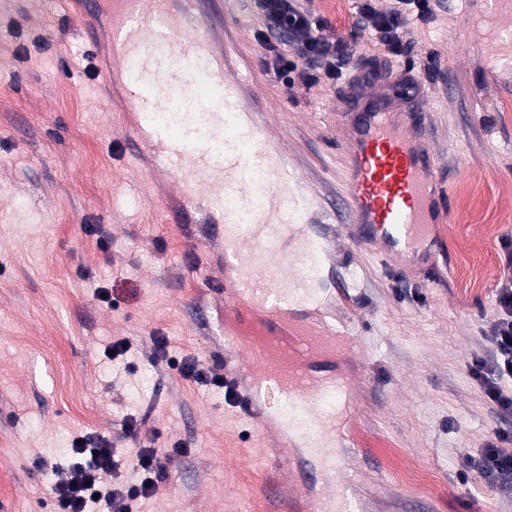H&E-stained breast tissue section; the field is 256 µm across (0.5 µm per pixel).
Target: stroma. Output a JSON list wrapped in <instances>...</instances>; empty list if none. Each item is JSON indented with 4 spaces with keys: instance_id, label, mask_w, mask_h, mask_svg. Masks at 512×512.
<instances>
[{
    "instance_id": "stroma-1",
    "label": "stroma",
    "mask_w": 512,
    "mask_h": 512,
    "mask_svg": "<svg viewBox=\"0 0 512 512\" xmlns=\"http://www.w3.org/2000/svg\"><path fill=\"white\" fill-rule=\"evenodd\" d=\"M313 5L328 21L324 37L349 52L345 78L316 93L286 92L267 71L253 0H235L242 24L215 23L214 34L232 37L231 66L247 79L257 119L311 183L307 232L336 245L316 298L288 312L289 323L328 325L340 343L361 346L311 362L353 383L336 485L351 491L352 512H512V485L488 487L463 465L496 429L512 428L471 373L474 359L490 357L486 336L512 256V120L497 109L512 101V12L496 0H436L433 18L411 25L403 51L388 57L359 25L356 0ZM108 30V11L85 28L65 0H11L0 10V512H47L39 460L70 465L73 436L96 432L116 438L125 482L155 433L186 443L140 512H304L318 485L304 506L265 492L290 469L317 470L303 440L272 447L223 390L154 362L157 336L172 356L223 362L224 299L197 273L214 259L202 229L172 223L158 186L113 150L128 131L89 56ZM380 59L383 82L418 85L412 106L438 153L447 232L432 266L347 241L346 216L332 208L344 188L335 108L352 104L348 78ZM485 172L478 203L462 207L468 180ZM122 338L130 368L114 372L103 350ZM146 411L135 437L123 438L124 420ZM414 465L439 495L395 479Z\"/></svg>"
}]
</instances>
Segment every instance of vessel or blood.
I'll return each mask as SVG.
<instances>
[{
  "label": "vessel or blood",
  "mask_w": 512,
  "mask_h": 512,
  "mask_svg": "<svg viewBox=\"0 0 512 512\" xmlns=\"http://www.w3.org/2000/svg\"><path fill=\"white\" fill-rule=\"evenodd\" d=\"M112 68L119 77L121 111L133 119L131 154L153 179L179 170L185 179L172 193L177 223L206 221L215 232L218 265L205 279L223 289L234 321L254 316L250 332L224 336V349L259 364L243 398L253 425L271 438L301 436L326 475L342 459L329 448L351 385L312 375L311 359L334 350L322 329L267 326L309 295L317 270L329 257L327 241L296 234L306 209L298 181L278 164V138L254 117L228 53L212 33L213 16H227L224 0H111ZM401 84L373 86L360 116L342 111L348 128L341 141L345 181L341 204L350 240L377 243L381 255L406 261L427 255L437 234L444 196L430 144L416 132ZM199 99L194 112L182 104ZM273 380L288 405L285 418L254 416L262 383Z\"/></svg>",
  "instance_id": "1"
}]
</instances>
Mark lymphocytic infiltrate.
<instances>
[{"instance_id":"f902f5d3","label":"lymphocytic infiltrate","mask_w":512,"mask_h":512,"mask_svg":"<svg viewBox=\"0 0 512 512\" xmlns=\"http://www.w3.org/2000/svg\"><path fill=\"white\" fill-rule=\"evenodd\" d=\"M258 4L262 25L256 38L268 53L265 66L286 89L300 86L311 92L341 78L346 46L343 41L322 37L327 22L312 0H258ZM433 12L432 0H393L386 10L379 9L376 0H358L360 23L370 27L377 42L393 55L401 53L403 33L411 22L425 20ZM489 340L492 359L474 360L472 375L496 412L511 417L512 391L505 390L502 383L512 380V276L501 281ZM155 345L157 352L165 355L169 369L194 383L223 389L225 402L236 403L237 396L227 388L220 366L195 358L169 357L167 345L160 338ZM184 450L180 441L139 449L131 460L138 480L119 483L115 480L118 463L113 440L103 434L80 436L71 448L77 463L57 469V478L47 491L51 512H90L101 501L110 512H134L138 501L158 493L166 464ZM464 465L488 487L511 484L512 431H496L479 456L465 457Z\"/></svg>"}]
</instances>
